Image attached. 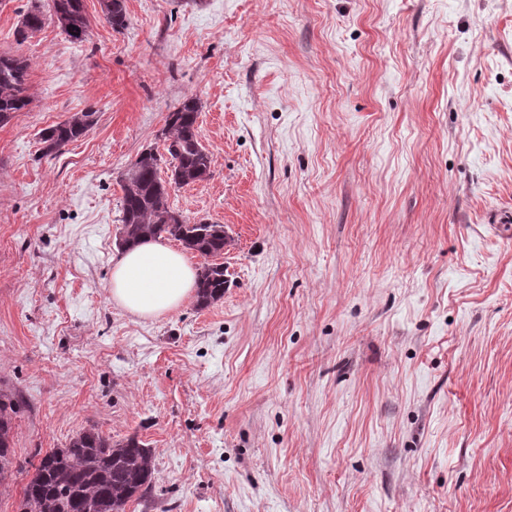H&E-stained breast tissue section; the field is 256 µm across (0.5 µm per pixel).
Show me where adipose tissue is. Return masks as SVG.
<instances>
[{
    "instance_id": "adipose-tissue-1",
    "label": "adipose tissue",
    "mask_w": 512,
    "mask_h": 512,
    "mask_svg": "<svg viewBox=\"0 0 512 512\" xmlns=\"http://www.w3.org/2000/svg\"><path fill=\"white\" fill-rule=\"evenodd\" d=\"M195 271L184 254L156 240L124 250L112 267L110 294L127 312L157 318L191 295Z\"/></svg>"
}]
</instances>
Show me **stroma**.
Segmentation results:
<instances>
[{
    "mask_svg": "<svg viewBox=\"0 0 512 512\" xmlns=\"http://www.w3.org/2000/svg\"><path fill=\"white\" fill-rule=\"evenodd\" d=\"M0 0L28 110L0 125V388L35 451L151 448L125 512H512V0H126L115 32ZM201 101L228 286L154 319L110 294L120 173ZM95 125L56 158L40 133ZM40 0L31 2V7L23 15L21 27L18 29V41H25L30 35L40 31L45 24L46 14Z\"/></svg>",
    "mask_w": 512,
    "mask_h": 512,
    "instance_id": "obj_1",
    "label": "stroma"
}]
</instances>
